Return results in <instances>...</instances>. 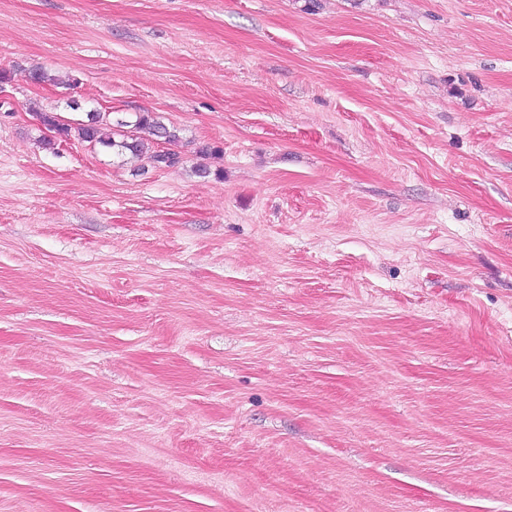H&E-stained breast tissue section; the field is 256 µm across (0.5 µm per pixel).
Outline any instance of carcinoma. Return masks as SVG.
Instances as JSON below:
<instances>
[{"label":"carcinoma","mask_w":512,"mask_h":512,"mask_svg":"<svg viewBox=\"0 0 512 512\" xmlns=\"http://www.w3.org/2000/svg\"><path fill=\"white\" fill-rule=\"evenodd\" d=\"M87 117L86 121L69 123L45 112L39 115V120L59 141L74 138L110 149L117 156H144L156 168L171 167L179 162L177 154L152 150L146 142L148 136L166 143L180 140V129L165 124L156 112H136L128 120H114L107 112H89Z\"/></svg>","instance_id":"carcinoma-1"}]
</instances>
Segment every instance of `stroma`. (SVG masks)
<instances>
[{"label": "stroma", "mask_w": 512, "mask_h": 512, "mask_svg": "<svg viewBox=\"0 0 512 512\" xmlns=\"http://www.w3.org/2000/svg\"><path fill=\"white\" fill-rule=\"evenodd\" d=\"M306 5L0 0V512H512V0ZM110 112H88L87 121L78 120L67 122L61 120L53 113H41L40 123L48 130L53 131L57 140L67 141L78 139L90 145H100L103 148L112 149V154L119 156H146L153 167H171L179 162L175 153L160 150H151L147 140L138 133L148 134L152 140L164 143H176L180 140V129L168 126L162 116L156 112H134L129 120L122 118L115 120L110 117ZM89 117V118H88ZM129 127V135L120 134L122 138L115 139V132L109 133L113 127Z\"/></svg>", "instance_id": "1"}]
</instances>
